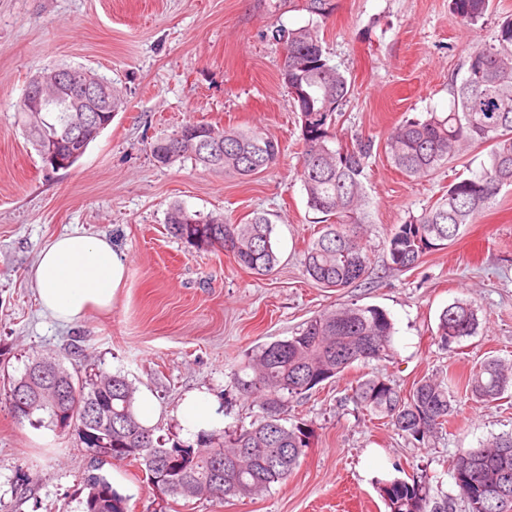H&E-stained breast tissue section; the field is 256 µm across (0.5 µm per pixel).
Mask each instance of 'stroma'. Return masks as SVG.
I'll return each instance as SVG.
<instances>
[{
	"instance_id": "obj_1",
	"label": "stroma",
	"mask_w": 512,
	"mask_h": 512,
	"mask_svg": "<svg viewBox=\"0 0 512 512\" xmlns=\"http://www.w3.org/2000/svg\"><path fill=\"white\" fill-rule=\"evenodd\" d=\"M335 3L322 34L353 85L336 124L347 143L385 138L406 115L447 111L448 83L464 74L470 48L493 41L500 18L512 15V0H493L473 26L450 13L448 0ZM309 20L291 0H0V392L31 358L51 353L69 370L91 363L149 390L157 434L182 438L176 409L195 390L217 402L225 426L246 425L260 409L230 380L247 353L323 311L375 305L394 323V355L291 400L289 418L309 424L313 437L288 480L223 503L195 499L179 512H388L377 487L393 477L429 483L452 498L453 512H467L451 461L459 449L512 432V391L490 404L455 391L454 422L426 447L351 395L369 373L406 392L425 376L466 377L488 356L512 364V189L418 268L394 273L386 267L390 232L479 168L484 154L415 181L376 154L364 181L367 279L340 291L310 281L304 250L318 215L300 181L301 123L279 80L282 46L272 38ZM54 65L118 80L127 97L80 162L59 170L44 166L18 123L30 77ZM187 121L271 135L280 159L247 180L189 159L157 164L151 145ZM174 203L234 223L268 213L278 265L259 276L224 250L172 237L164 221ZM73 230L110 238L128 270L111 310L64 326L41 311L29 270L53 237ZM458 299L478 308L480 327L445 347L438 316ZM91 464L73 436L17 421L0 403V512H81ZM102 471L117 474L131 512H152V487L137 465Z\"/></svg>"
}]
</instances>
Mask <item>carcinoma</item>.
<instances>
[{"mask_svg":"<svg viewBox=\"0 0 512 512\" xmlns=\"http://www.w3.org/2000/svg\"><path fill=\"white\" fill-rule=\"evenodd\" d=\"M303 8L317 17L305 26L274 38L284 43L287 65L279 80L295 103L301 121L303 151L300 179L310 210L321 214L319 235L304 252L308 277L323 288L341 290L368 274V256L362 245L366 223L363 179L375 142L356 138L348 145L337 138L336 117L353 93L351 81L330 63L319 21L331 12V0H302ZM490 0H449L450 12L474 25L489 12ZM491 43L478 44L467 54L465 75L449 84L448 111L405 117L381 144L387 161L408 178L434 174L454 157L471 148L487 149L480 168L448 184L433 205L398 225L386 241L389 268L407 272L422 258L459 235L512 186V16L498 22ZM69 97L52 98L42 112L19 109V121L32 146L52 143L55 149L79 160L89 144L71 139ZM179 129H199L202 137L224 145V152L185 149L171 151L173 135L152 146V157L162 166L191 159L209 170L248 179L279 160L276 140L256 130L218 128L186 122ZM168 233L198 248H221L238 265L257 275L272 272L278 262L273 222L255 213L244 223L231 224L224 214L189 212L172 205L166 215ZM479 328L477 309L456 300L438 317L437 336L444 346L473 336ZM393 322L377 306L347 304L318 314L294 336L264 344L248 355L231 376L239 395L259 403L261 415L247 426L225 427L202 434L196 442L155 436L136 415L135 386L123 375L97 370L82 377L54 359L70 379V396L35 380L31 370L46 359L38 355L24 372L9 381L6 405L19 421L36 420L41 426L73 434L91 453L95 465L85 477L87 494L82 512H128V497L98 473L103 462L136 463L144 467L147 482L156 489L153 512H177L181 500L222 503L234 497L267 492L288 479L310 445L313 430L303 422L282 423L288 398L301 396L342 374L355 363L392 356ZM455 377H423L404 394L392 382L372 376L357 382L353 400L369 414L387 420L401 435L426 444L445 430L454 415ZM465 390L480 402H494L512 389V366L496 357L475 365L464 382ZM112 416V425L89 420L87 407ZM458 495L468 512H499L485 495L488 486L508 485L512 494V433L498 435L478 448L462 449L452 461ZM378 490L390 512H448V500L433 502L426 483L394 478L379 482Z\"/></svg>","mask_w":512,"mask_h":512,"instance_id":"obj_1","label":"carcinoma"}]
</instances>
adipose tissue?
<instances>
[{"mask_svg": "<svg viewBox=\"0 0 512 512\" xmlns=\"http://www.w3.org/2000/svg\"><path fill=\"white\" fill-rule=\"evenodd\" d=\"M127 259L111 241L77 232L53 238L32 270L40 306L55 319L72 323L93 310L110 309L127 274ZM178 418L186 435L219 423L216 405L201 392L183 397Z\"/></svg>", "mask_w": 512, "mask_h": 512, "instance_id": "1", "label": "adipose tissue"}]
</instances>
